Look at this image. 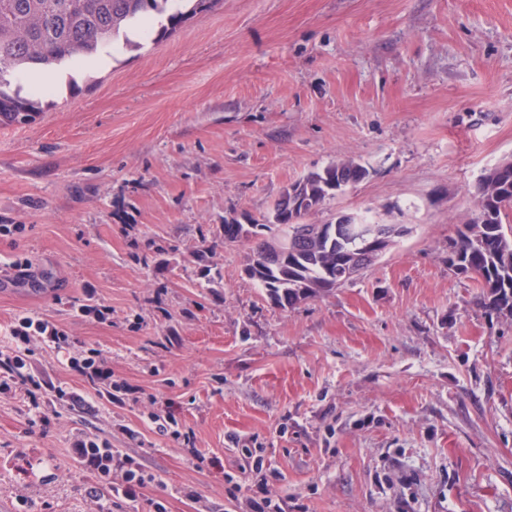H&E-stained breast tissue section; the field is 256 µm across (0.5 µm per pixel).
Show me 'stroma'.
I'll use <instances>...</instances> for the list:
<instances>
[{"instance_id":"1","label":"stroma","mask_w":512,"mask_h":512,"mask_svg":"<svg viewBox=\"0 0 512 512\" xmlns=\"http://www.w3.org/2000/svg\"><path fill=\"white\" fill-rule=\"evenodd\" d=\"M75 81L0 125V341L24 316L65 331L27 370L84 399L0 395V503L246 512L263 476L288 512H512V318L448 270L475 185L512 157V0H222ZM347 159L368 177L308 223L409 232L277 307L224 220ZM89 348L138 401L70 370ZM88 437L153 475L138 501L74 459Z\"/></svg>"}]
</instances>
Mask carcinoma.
Masks as SVG:
<instances>
[{
    "instance_id": "obj_1",
    "label": "carcinoma",
    "mask_w": 512,
    "mask_h": 512,
    "mask_svg": "<svg viewBox=\"0 0 512 512\" xmlns=\"http://www.w3.org/2000/svg\"><path fill=\"white\" fill-rule=\"evenodd\" d=\"M218 0H0V124L25 123L43 103L44 89L23 90L19 79L31 71L71 70L108 47L144 48L139 38L155 31L159 41ZM476 186V208L448 245V270L473 277L484 290L485 313L512 317V159L487 169ZM369 176L352 161L334 162L291 185L255 224L224 225V243L246 242L244 271L265 298L293 307L329 293L375 264L407 232L374 242L368 224H331L322 240L304 219L328 199Z\"/></svg>"
}]
</instances>
